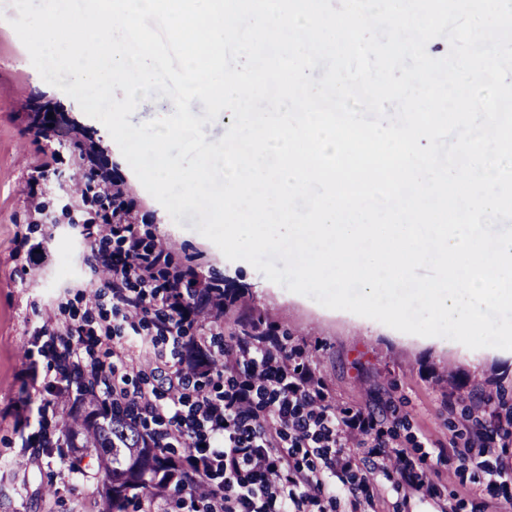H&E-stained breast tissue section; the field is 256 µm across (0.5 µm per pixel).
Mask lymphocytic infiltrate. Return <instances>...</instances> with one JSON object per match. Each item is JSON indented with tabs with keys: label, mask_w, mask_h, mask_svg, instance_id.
Masks as SVG:
<instances>
[{
	"label": "lymphocytic infiltrate",
	"mask_w": 512,
	"mask_h": 512,
	"mask_svg": "<svg viewBox=\"0 0 512 512\" xmlns=\"http://www.w3.org/2000/svg\"><path fill=\"white\" fill-rule=\"evenodd\" d=\"M106 187L117 204L83 234L108 272L87 304L112 297L99 338L112 360L83 356L77 325L48 320L37 336L57 355L58 392L78 371L94 389L131 403L150 444L164 448L168 432L181 436L178 466L207 491L186 512H339L344 503L350 512H379L383 477L395 479L403 502L442 499L439 471L415 462L371 409L326 403L323 380L296 362L274 324L248 320L228 338L210 327L192 332L197 318L219 320L232 296L180 273L159 280L169 248L136 232L120 181ZM123 333L136 349L117 342Z\"/></svg>",
	"instance_id": "obj_1"
}]
</instances>
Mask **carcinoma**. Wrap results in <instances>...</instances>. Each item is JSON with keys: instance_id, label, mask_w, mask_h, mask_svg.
Segmentation results:
<instances>
[{"instance_id": "carcinoma-1", "label": "carcinoma", "mask_w": 512, "mask_h": 512, "mask_svg": "<svg viewBox=\"0 0 512 512\" xmlns=\"http://www.w3.org/2000/svg\"><path fill=\"white\" fill-rule=\"evenodd\" d=\"M48 107V103L33 101L27 112V130L37 140L68 145L76 181L69 201L76 210L89 215L87 222H93L107 197L100 175L85 167L83 160L87 153H98L100 148L78 136L64 110H59L54 119L41 114ZM126 413L127 406L121 401H107L97 392L86 390L76 399L75 408L63 424V444L77 452L73 466L77 468L81 463L78 454L89 455L102 474L97 512H125L133 490L161 499H169L178 491L195 492L191 480L175 477L178 458L172 453L164 456L147 446L140 432L122 421Z\"/></svg>"}]
</instances>
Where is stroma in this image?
<instances>
[{"instance_id": "1", "label": "stroma", "mask_w": 512, "mask_h": 512, "mask_svg": "<svg viewBox=\"0 0 512 512\" xmlns=\"http://www.w3.org/2000/svg\"><path fill=\"white\" fill-rule=\"evenodd\" d=\"M17 10L0 0V512H96L101 475L95 459L80 470L70 466L62 425L67 398L36 389L21 391L30 362L47 371L51 356L34 344L47 317L82 324L94 344L96 319L85 318V295L94 284L97 257L81 227L36 221L34 206L58 211L54 193L29 196V180L44 160L42 146L24 131V107L32 99L55 100L86 131L99 138L106 164L136 201L137 230L146 240L167 244L182 270L216 282L237 296L224 316V332H237L240 308L276 325L288 348L324 378L335 407L371 406L398 442L420 456L423 441L443 445L448 456L437 465L453 512H512V478L487 485L473 479L474 462H494L480 453L469 414L480 397L512 417V351L472 350L441 337L406 334L380 322L322 307L267 280L243 260H228L196 232L197 215L172 220L145 190L104 125L77 102L46 83L12 28ZM42 241L48 256L33 264L30 243ZM46 409L43 422L18 425L14 413L23 399Z\"/></svg>"}]
</instances>
